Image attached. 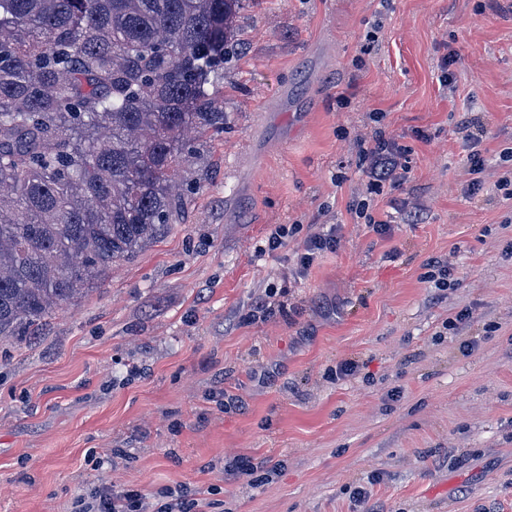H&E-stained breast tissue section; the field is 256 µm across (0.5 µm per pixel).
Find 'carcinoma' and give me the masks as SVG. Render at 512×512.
Instances as JSON below:
<instances>
[{
	"label": "carcinoma",
	"mask_w": 512,
	"mask_h": 512,
	"mask_svg": "<svg viewBox=\"0 0 512 512\" xmlns=\"http://www.w3.org/2000/svg\"><path fill=\"white\" fill-rule=\"evenodd\" d=\"M243 0H0V337L43 321L184 213L186 128Z\"/></svg>",
	"instance_id": "obj_1"
}]
</instances>
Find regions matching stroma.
I'll use <instances>...</instances> for the list:
<instances>
[{
    "mask_svg": "<svg viewBox=\"0 0 512 512\" xmlns=\"http://www.w3.org/2000/svg\"><path fill=\"white\" fill-rule=\"evenodd\" d=\"M239 25L183 216L0 338V512H75L104 482L206 512H512V0H246ZM378 130L411 152L376 195L357 141ZM339 240L335 230L330 229L326 233H317L308 237L303 249L296 253V266L298 272L307 270L315 259L323 252L335 251Z\"/></svg>",
    "mask_w": 512,
    "mask_h": 512,
    "instance_id": "stroma-1",
    "label": "stroma"
}]
</instances>
